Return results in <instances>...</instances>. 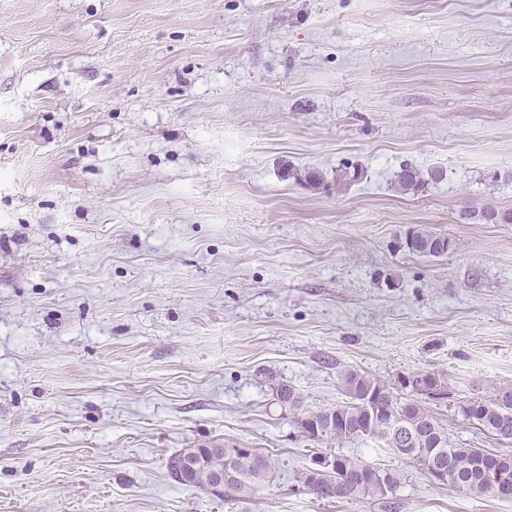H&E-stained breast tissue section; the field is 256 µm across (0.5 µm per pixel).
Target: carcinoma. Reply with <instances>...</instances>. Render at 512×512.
<instances>
[{
  "instance_id": "1",
  "label": "carcinoma",
  "mask_w": 512,
  "mask_h": 512,
  "mask_svg": "<svg viewBox=\"0 0 512 512\" xmlns=\"http://www.w3.org/2000/svg\"><path fill=\"white\" fill-rule=\"evenodd\" d=\"M398 190L403 193L416 191L424 183L421 172L404 166L395 175ZM461 218L476 219L485 224H512V210L485 207L466 210ZM409 253L423 257H442L448 253L449 239L424 229L409 232L405 238ZM346 401L327 409L305 408L303 397L291 386L281 384L276 390L280 407L296 412L295 423L304 432L311 423H317L319 435H311L314 442H353L371 439L379 447L410 448L413 456L408 461L420 471L433 464H443L448 469V486L457 492L477 499L493 497L492 483L512 488V453L493 452L485 448H457L448 438V432L439 425L423 401L431 399L430 390L439 387L448 390L442 373L416 371L400 389L408 392L402 397L394 388L367 372L346 370L340 373ZM461 414L481 431L497 441L503 434L512 442V387L494 390L488 399H479L461 407ZM221 466L234 475L233 485L219 489L211 483L206 472ZM272 469L270 458L262 453L242 455L237 446L224 449V455L212 459L207 456L201 463L199 476L186 484L203 488L211 495L226 501L251 500L258 487L266 481ZM369 472L364 459L340 454L337 465L326 470L321 477L302 474V484L316 497L323 500L346 498L372 501L380 512H399L397 491L403 481L401 472L382 467L376 486L368 492L361 486L362 474Z\"/></svg>"
}]
</instances>
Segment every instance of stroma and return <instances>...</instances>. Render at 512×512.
<instances>
[{"label":"stroma","instance_id":"obj_1","mask_svg":"<svg viewBox=\"0 0 512 512\" xmlns=\"http://www.w3.org/2000/svg\"><path fill=\"white\" fill-rule=\"evenodd\" d=\"M468 205L512 210V0H0V512H378L310 494L316 450L512 512L274 400L438 371L451 442L498 445L460 408L512 385V224ZM216 440L271 458L251 504L171 476ZM461 219H476L485 224H512V210L500 211L492 207L465 210ZM404 243L409 253L423 257H442L448 253L449 239L424 229L410 231Z\"/></svg>","mask_w":512,"mask_h":512}]
</instances>
